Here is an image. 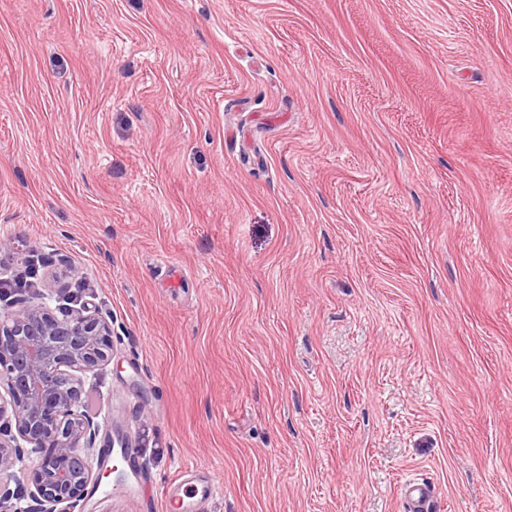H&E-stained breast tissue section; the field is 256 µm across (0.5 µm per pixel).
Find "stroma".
<instances>
[{
  "mask_svg": "<svg viewBox=\"0 0 512 512\" xmlns=\"http://www.w3.org/2000/svg\"><path fill=\"white\" fill-rule=\"evenodd\" d=\"M1 239L112 323L95 512H512V0H0ZM191 470H185L170 479L163 493L166 509L171 512H198L199 505L211 499L216 493V484L210 479L204 483L190 481ZM406 503V512H433L434 490L426 483H413L406 485L400 491Z\"/></svg>",
  "mask_w": 512,
  "mask_h": 512,
  "instance_id": "35a3bbf8",
  "label": "stroma"
}]
</instances>
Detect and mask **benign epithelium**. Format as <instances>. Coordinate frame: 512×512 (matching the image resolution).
<instances>
[{"label": "benign epithelium", "instance_id": "obj_1", "mask_svg": "<svg viewBox=\"0 0 512 512\" xmlns=\"http://www.w3.org/2000/svg\"><path fill=\"white\" fill-rule=\"evenodd\" d=\"M112 355V323L86 307L58 317L41 299H20L0 310V512H16L4 478L30 454L36 512H79L93 471L86 451L99 425L81 411L78 372Z\"/></svg>", "mask_w": 512, "mask_h": 512}]
</instances>
